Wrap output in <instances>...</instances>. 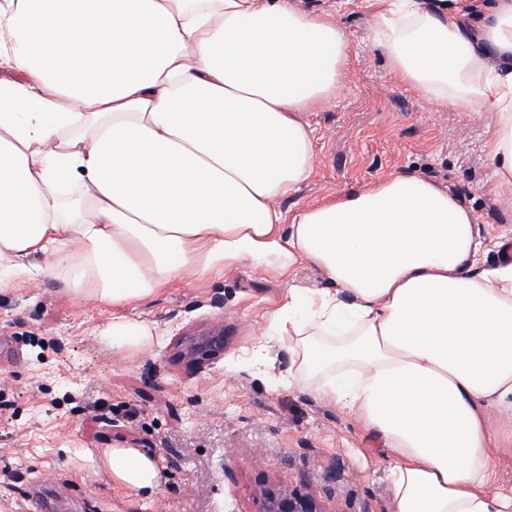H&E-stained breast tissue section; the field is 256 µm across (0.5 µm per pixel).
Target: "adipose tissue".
Wrapping results in <instances>:
<instances>
[{"mask_svg": "<svg viewBox=\"0 0 512 512\" xmlns=\"http://www.w3.org/2000/svg\"><path fill=\"white\" fill-rule=\"evenodd\" d=\"M393 73L424 100L490 114L512 193V0H369ZM339 16L291 0H0V282L51 277L113 305L186 272L316 267L271 326L289 382L382 438L395 512H512L489 485L512 446V263L478 260L471 209L411 172L286 214L346 71ZM501 418L489 424V412ZM114 482L156 459L109 448Z\"/></svg>", "mask_w": 512, "mask_h": 512, "instance_id": "ef3b65f1", "label": "adipose tissue"}]
</instances>
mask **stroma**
I'll list each match as a JSON object with an SVG mask.
<instances>
[{"instance_id":"35a3bbf8","label":"stroma","mask_w":512,"mask_h":512,"mask_svg":"<svg viewBox=\"0 0 512 512\" xmlns=\"http://www.w3.org/2000/svg\"><path fill=\"white\" fill-rule=\"evenodd\" d=\"M341 12L351 47L335 98L307 116L316 173L283 210L410 171L455 192L486 242L484 259L512 229V195L488 160L485 122L419 97L376 46L364 0H295ZM323 289L314 267L293 281L238 266L221 276L185 274L122 306L20 275L0 287V512H262L263 483L320 498L327 512H394L391 458L340 405L283 385L288 334L269 328L289 285ZM147 335L122 348L113 325ZM224 331V353L201 368L171 359L185 334ZM266 357L269 374L252 363ZM135 448L157 458L150 494L118 487L103 452Z\"/></svg>"}]
</instances>
